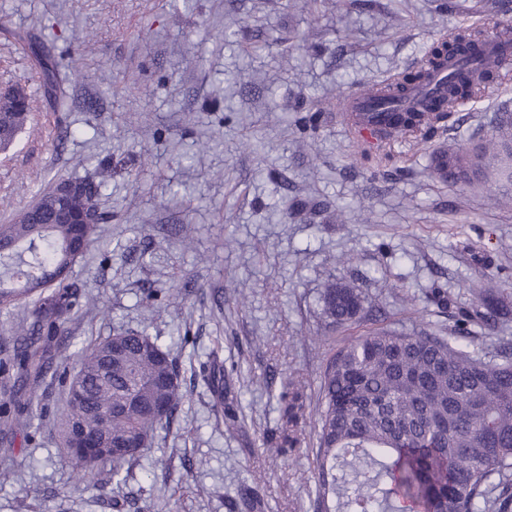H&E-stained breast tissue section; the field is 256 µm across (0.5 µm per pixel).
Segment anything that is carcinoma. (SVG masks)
<instances>
[{
    "label": "carcinoma",
    "mask_w": 512,
    "mask_h": 512,
    "mask_svg": "<svg viewBox=\"0 0 512 512\" xmlns=\"http://www.w3.org/2000/svg\"><path fill=\"white\" fill-rule=\"evenodd\" d=\"M483 36L477 28L448 33L441 48L393 77L391 86L406 91L423 82L455 45ZM32 53L44 72L46 97L54 108H65L56 81L63 61L41 46ZM511 76L508 65L495 61L459 72L445 100L418 122L385 131L384 142L427 140L454 114L458 100L478 98L489 81ZM30 110L27 97L20 104L12 95L0 96L1 141L12 142ZM431 176L490 183V205L511 206L512 122L473 147L436 154ZM101 187L100 181L81 180L69 208L84 213ZM46 215L31 207L0 224V308H25L16 329L19 345L0 350V373L15 371L35 381L49 375L65 384L66 399L57 411L62 457L73 490L95 496L124 480L143 449L170 429L186 392L170 350L142 332L118 331L64 353L59 336L78 301L68 275L105 216L99 214L95 224H47ZM474 299L484 308L486 325L512 319V310L486 292ZM321 302L332 329L367 313L361 292L345 281L328 285ZM200 376L217 398V424L237 430L240 419L228 400L224 364L215 358ZM277 400L281 431L272 451L280 454L300 446L306 404L291 379L283 381ZM32 402L22 400L13 385L0 390V423L10 432L0 439V459L13 455L17 434H31ZM315 415L313 512H512V350L490 355L461 344L454 334L374 328L329 358ZM79 428L93 447H81Z\"/></svg>",
    "instance_id": "cac0c4a2"
}]
</instances>
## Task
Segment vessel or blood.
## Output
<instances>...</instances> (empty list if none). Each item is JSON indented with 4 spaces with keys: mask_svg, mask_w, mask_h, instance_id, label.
Returning a JSON list of instances; mask_svg holds the SVG:
<instances>
[{
    "mask_svg": "<svg viewBox=\"0 0 512 512\" xmlns=\"http://www.w3.org/2000/svg\"><path fill=\"white\" fill-rule=\"evenodd\" d=\"M494 59L503 62L512 60V36L489 35L476 49L449 58L447 65L432 74L422 85L399 95L387 90L379 98L354 94L345 100L343 109L354 116L358 131L366 132L390 125L396 122L398 113L410 112L418 109L421 104L441 100L448 89L449 76L460 67L478 69L483 67L486 61Z\"/></svg>",
    "mask_w": 512,
    "mask_h": 512,
    "instance_id": "b4317fda",
    "label": "vessel or blood"
}]
</instances>
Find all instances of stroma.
Masks as SVG:
<instances>
[{"instance_id": "35a3bbf8", "label": "stroma", "mask_w": 512, "mask_h": 512, "mask_svg": "<svg viewBox=\"0 0 512 512\" xmlns=\"http://www.w3.org/2000/svg\"><path fill=\"white\" fill-rule=\"evenodd\" d=\"M439 2L314 0L305 13L295 0H0V88L36 102L0 152V224L57 180L111 164L100 195L110 221L72 273L90 302L65 329L79 342L119 328L157 338L189 388L169 433L96 499L62 494L63 387L25 380L40 432L5 461L0 512H234L244 493L260 512H313L314 434L284 456L264 440L279 423L282 379L318 396L327 285L359 288L407 333L456 331L476 288L512 305V208L488 207L482 184L430 175L436 151L474 146L512 118V79L491 81L426 147H377L336 108L358 83L414 65L448 30L503 18V0H453L443 12ZM237 18L245 26L224 37ZM34 42L80 55L70 111L46 104ZM149 293L165 313L146 308ZM214 358L234 374L245 416L234 434L194 378ZM154 458L167 469L148 472Z\"/></svg>"}]
</instances>
